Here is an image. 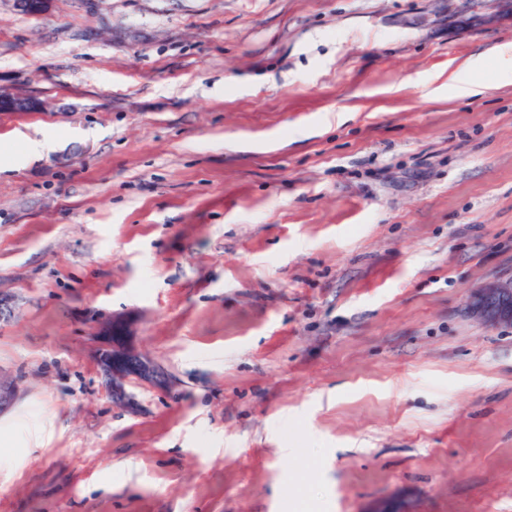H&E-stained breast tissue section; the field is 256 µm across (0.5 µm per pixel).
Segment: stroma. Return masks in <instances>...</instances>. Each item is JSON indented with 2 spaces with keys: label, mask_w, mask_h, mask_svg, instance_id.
<instances>
[{
  "label": "stroma",
  "mask_w": 512,
  "mask_h": 512,
  "mask_svg": "<svg viewBox=\"0 0 512 512\" xmlns=\"http://www.w3.org/2000/svg\"><path fill=\"white\" fill-rule=\"evenodd\" d=\"M0 92V512H512V0H0ZM469 312L491 326H512V276L477 286L470 297ZM105 349L99 354V362L112 390L120 391L122 382L138 378L164 387L168 384L166 372L153 363L133 343L128 324L123 318H113L103 327Z\"/></svg>",
  "instance_id": "stroma-1"
}]
</instances>
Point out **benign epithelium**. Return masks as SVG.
<instances>
[{
	"label": "benign epithelium",
	"mask_w": 512,
	"mask_h": 512,
	"mask_svg": "<svg viewBox=\"0 0 512 512\" xmlns=\"http://www.w3.org/2000/svg\"><path fill=\"white\" fill-rule=\"evenodd\" d=\"M31 106L25 99L0 94V111L23 112ZM469 312L491 326H512V276L477 286L470 297ZM103 332L105 349L99 354V362L112 390H121L122 382L129 378L160 387L168 384L166 372L134 345L125 319H112L103 327Z\"/></svg>",
	"instance_id": "obj_1"
}]
</instances>
